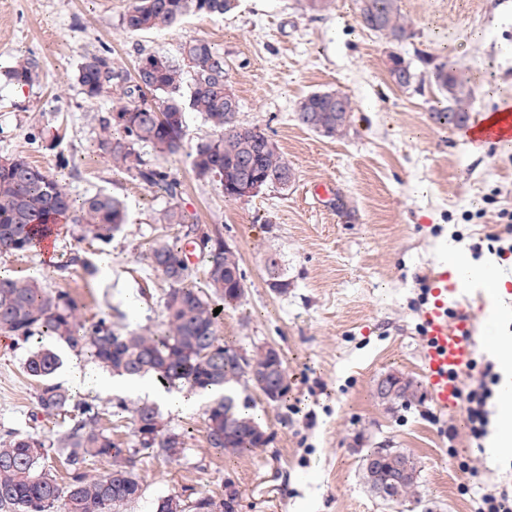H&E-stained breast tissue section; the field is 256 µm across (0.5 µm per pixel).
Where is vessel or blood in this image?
<instances>
[{"mask_svg": "<svg viewBox=\"0 0 512 512\" xmlns=\"http://www.w3.org/2000/svg\"><path fill=\"white\" fill-rule=\"evenodd\" d=\"M466 132L477 145L511 143L512 102L481 114L468 124ZM463 284V279H449L447 269H440L431 281L433 300L425 313L424 373L433 401L444 412L457 407L458 377L474 359V319L457 302Z\"/></svg>", "mask_w": 512, "mask_h": 512, "instance_id": "1", "label": "vessel or blood"}]
</instances>
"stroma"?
Segmentation results:
<instances>
[{"label":"stroma","instance_id":"1","mask_svg":"<svg viewBox=\"0 0 512 512\" xmlns=\"http://www.w3.org/2000/svg\"><path fill=\"white\" fill-rule=\"evenodd\" d=\"M132 0H0V72L15 57L35 54L43 77L30 87L0 80V156L25 151L57 176L74 199L103 190L127 205L129 222L109 244L79 239L59 225L50 255L0 253V274L38 278L68 292L82 321L100 317L132 329H162L166 284L147 266L161 234L178 227L155 221L165 205L148 187L114 171L96 152L99 115L75 80L83 56L109 48L134 71L140 54H176L189 38L223 50L239 122L272 136L293 166L290 189L270 188L248 200L225 199L214 181L195 175L188 154L164 160L182 186L181 205L218 230L238 252L247 292L241 307L224 309L220 334L242 348L277 345L291 386L283 402L262 405L267 447L234 458L206 439L205 399L162 411L184 436L176 462L140 456L143 494L119 512H154L158 498L222 496L225 481L242 493V512H473L468 482L512 486V459L490 461L476 447L463 409L440 411L423 370V315L432 276L449 248L482 261L496 254L512 272V251H492L499 214L512 212V144L472 145L462 130L432 114L440 95L432 72L449 62L472 80L474 114L512 100V0H399L412 36L399 47L417 72L402 89L387 74L385 39L363 29L353 0L309 12L304 0H239L221 17L189 15L172 29L126 34L120 17ZM337 90L354 102L346 137H319L294 119L297 103L315 91ZM58 142H51V134ZM333 188L318 196L319 184ZM277 249L288 268V291L273 292L263 262ZM108 260L112 273L87 275L73 256ZM488 302L471 296L475 368L460 379L474 386L490 358L481 349ZM27 345L0 336V435L30 433L53 441L70 425L37 412V384L25 373ZM398 373L411 381L409 403L379 401L378 380ZM77 398L103 413L115 442L134 444L131 406L112 415L116 395L73 386ZM366 448H396L419 468L412 495L389 503L365 485ZM470 458L474 477L458 461Z\"/></svg>","mask_w":512,"mask_h":512}]
</instances>
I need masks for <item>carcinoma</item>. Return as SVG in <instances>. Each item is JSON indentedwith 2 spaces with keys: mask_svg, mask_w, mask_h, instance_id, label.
<instances>
[{
  "mask_svg": "<svg viewBox=\"0 0 512 512\" xmlns=\"http://www.w3.org/2000/svg\"><path fill=\"white\" fill-rule=\"evenodd\" d=\"M236 0H133L120 18L129 34L164 31L188 14L222 16L235 8ZM360 25L388 40L403 42L410 32L401 20L398 0H354ZM156 58L142 56L135 73L112 59L108 49L83 56L76 82L86 103L111 102L99 119L98 149L113 167L144 183L167 199L160 211L161 224H176L183 238L201 235L207 266L204 280L195 281L181 256V239L157 238L147 256L151 269L167 284L162 298L165 329L162 333L135 332L114 325L105 317L87 326L79 309L64 291H52L35 279L0 275V334L25 343L48 336L66 344L77 354H87L100 368L132 379L153 376L168 386L187 385L213 392L207 409V441L228 457L263 448L258 431L264 429L253 412V399L240 388L244 372L234 355L235 346L218 335V307L242 304L246 291L240 262L232 263L235 274L224 275V238L189 215L178 201L180 182L167 168L143 153L175 156L184 150L187 116L200 114L212 134L197 140L189 156L197 176L224 185L234 179L243 160L265 180L262 189L288 190L295 174L276 142L258 126L238 122L237 98L224 99L228 84L224 53L201 39L179 46L178 55L162 56L157 68L145 63ZM398 87L407 89L414 78L411 62L401 57L388 70ZM41 62L33 54L16 58L4 71L17 86L39 81ZM440 93L448 106L438 110L440 124L461 128L469 121L473 90L470 79L457 67L441 63L434 72ZM354 105L347 100L343 114H336V98L329 91L303 97L295 120L319 136L338 138L350 127ZM67 221L80 226L82 236L109 243L127 224L123 200L106 192L86 195L80 205L68 188L52 174L33 165L21 152L0 160V252L27 253L35 248L36 227ZM267 279L288 287V271L279 254L268 253ZM61 365L58 354L44 346L32 347L24 362L26 374L39 383L37 409L47 415L72 414L67 431L54 448L71 467L69 481L62 485L46 468L45 443L32 434L8 432L0 437V512H118L143 493L136 455L121 448L99 426L98 407L78 400L69 390L52 382ZM135 447L168 461L184 452L183 436L168 428L160 407L142 403L133 409ZM381 452L368 448L361 463L362 477L378 494L370 458ZM411 479L394 489L389 502H398L417 484L416 462L391 448ZM112 460V472L91 478L82 468L92 458ZM196 512H234L224 497L199 495Z\"/></svg>",
  "mask_w": 512,
  "mask_h": 512,
  "instance_id": "obj_1",
  "label": "carcinoma"
}]
</instances>
